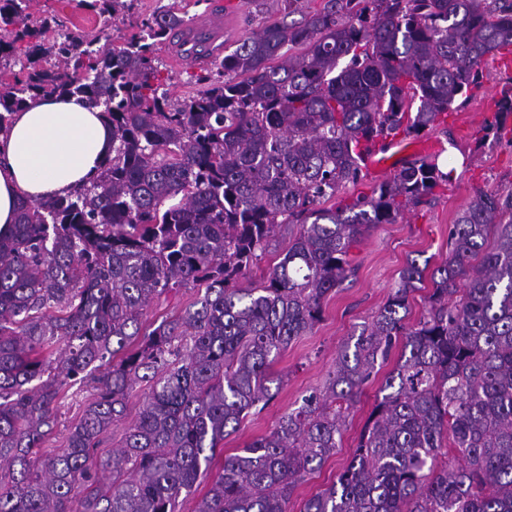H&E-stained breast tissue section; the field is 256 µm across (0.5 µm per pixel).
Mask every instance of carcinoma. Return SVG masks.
<instances>
[{"label":"carcinoma","mask_w":512,"mask_h":512,"mask_svg":"<svg viewBox=\"0 0 512 512\" xmlns=\"http://www.w3.org/2000/svg\"><path fill=\"white\" fill-rule=\"evenodd\" d=\"M31 2L0 0V127L33 96H78L112 124L113 148L74 193L22 200L0 235V512H177L224 437L278 394L270 364L321 321L352 247L452 181L419 160L369 196L322 207L360 178L358 148L418 136L469 98L512 47V0H324L216 57L218 80L183 100L155 56L185 24L179 13L160 7L100 47L61 30L43 40ZM81 5L109 21L127 0ZM17 42L24 62L12 60ZM45 55L54 66L39 65ZM511 116L508 84L480 142L501 140ZM282 228L278 264L242 286ZM426 270L407 260L323 385L226 457L193 512H288L398 344L353 458L301 512H512V190L459 211L410 327ZM183 288L191 304L144 325L154 301ZM85 383L95 398L63 447L42 451L65 389ZM141 383L136 420L104 450Z\"/></svg>","instance_id":"1"}]
</instances>
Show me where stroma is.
Here are the masks:
<instances>
[{"label":"stroma","instance_id":"obj_1","mask_svg":"<svg viewBox=\"0 0 512 512\" xmlns=\"http://www.w3.org/2000/svg\"><path fill=\"white\" fill-rule=\"evenodd\" d=\"M162 5L178 9L190 23L202 15L220 20L218 41L226 52L283 17L282 0H239L234 8L228 6L227 0H132L128 13L109 23L81 7L78 0H34L31 11L37 20H53L60 28L80 36L108 38L116 44L131 35L130 16L152 13ZM175 54L172 43L157 48L160 76L171 96L182 98L209 86L215 74L211 58L181 63L176 61ZM510 83L512 68L489 65L467 103L449 113L446 121L423 132V139L436 146L429 153V160L439 161L451 152L462 156L463 162L455 170L452 182L437 190L430 203L406 210L399 223L373 226L351 249L353 271L335 294L325 300L321 321L311 332L293 340L271 363L270 376L282 381L277 396L263 410L251 411L240 429L225 437L223 454L216 456L208 476L196 483L192 493L180 497L179 512H192L196 501L209 490L213 476L220 472L226 456L240 453L255 439L269 435L284 413L299 407L302 396L322 384L333 367L337 346L371 322L408 259L426 261L433 267L439 265L448 254V228L458 211L477 193L512 189V140L504 138L485 146L478 142L483 126L493 116L491 97ZM395 364V359H388L378 376L366 384L349 411L341 447L319 470L297 485L288 505L290 512H300L303 502L335 482L352 459L360 432L380 395L382 377Z\"/></svg>","mask_w":512,"mask_h":512}]
</instances>
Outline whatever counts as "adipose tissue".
Segmentation results:
<instances>
[{
	"instance_id": "obj_1",
	"label": "adipose tissue",
	"mask_w": 512,
	"mask_h": 512,
	"mask_svg": "<svg viewBox=\"0 0 512 512\" xmlns=\"http://www.w3.org/2000/svg\"><path fill=\"white\" fill-rule=\"evenodd\" d=\"M111 153L112 126L99 110L70 96L29 99L0 130V231L17 223L21 199L67 194Z\"/></svg>"
}]
</instances>
